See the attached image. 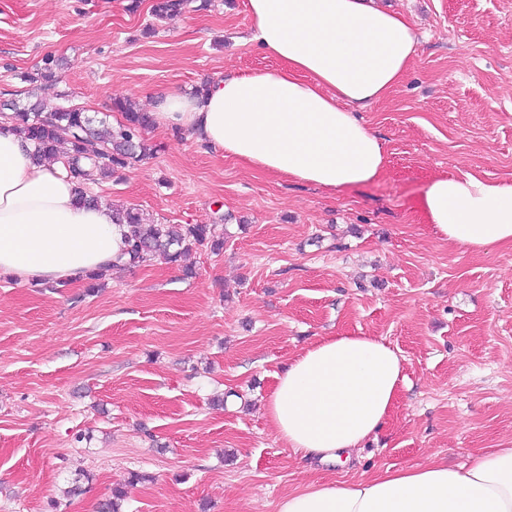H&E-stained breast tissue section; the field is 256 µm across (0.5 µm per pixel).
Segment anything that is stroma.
<instances>
[{
  "instance_id": "obj_1",
  "label": "stroma",
  "mask_w": 512,
  "mask_h": 512,
  "mask_svg": "<svg viewBox=\"0 0 512 512\" xmlns=\"http://www.w3.org/2000/svg\"><path fill=\"white\" fill-rule=\"evenodd\" d=\"M420 36L402 82L360 111L387 164L331 191L150 128L148 159L90 185L102 203L164 224H209L224 248L82 282L0 276V512H277L315 480L454 465L512 438V247L473 251L427 224L443 174L512 181V0H388ZM0 0V104L35 93L113 124L116 98L148 108L228 74L278 69L248 42V0L159 21L142 0ZM70 66L29 82L47 55ZM374 336L406 381L385 426L346 466L293 456L265 403L320 336ZM223 405H213L214 397ZM81 495L65 497L72 484ZM145 478L138 473H131L127 480L116 483L112 487L111 494L102 500L98 506V512H122V502L126 498V487L133 486Z\"/></svg>"
}]
</instances>
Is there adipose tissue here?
Listing matches in <instances>:
<instances>
[{
    "mask_svg": "<svg viewBox=\"0 0 512 512\" xmlns=\"http://www.w3.org/2000/svg\"><path fill=\"white\" fill-rule=\"evenodd\" d=\"M251 42L279 69L222 76L197 96L169 91L150 104L159 127L258 171L326 189L372 182L385 167L379 138L354 111L386 98L416 52L411 22L378 0H248ZM0 117V275L73 281L111 267L123 232L105 206L77 204L55 161ZM420 208L460 246H512V182L433 179ZM404 382L400 356L372 336L320 337L277 377L268 419L293 454L322 463L362 448L388 421ZM278 512H512V439L450 466L433 459L352 482L309 483Z\"/></svg>",
    "mask_w": 512,
    "mask_h": 512,
    "instance_id": "ef3b65f1",
    "label": "adipose tissue"
}]
</instances>
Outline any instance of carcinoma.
<instances>
[{
  "label": "carcinoma",
  "instance_id": "obj_1",
  "mask_svg": "<svg viewBox=\"0 0 512 512\" xmlns=\"http://www.w3.org/2000/svg\"><path fill=\"white\" fill-rule=\"evenodd\" d=\"M208 3L209 0H153L150 10L156 19L169 20L185 12L205 10ZM67 66L66 59L48 55L30 81H54L57 71ZM112 108L124 114V121L116 127L101 129L79 107L47 111L38 99L7 104L13 129L34 145L33 158L60 161L75 184L76 200L88 206H97L100 200L88 193L86 185L110 178L151 154L144 137L151 124L150 115L129 99H114ZM112 218L127 228L124 256L133 263L159 258L167 265L179 266L194 249L218 251L224 245L214 239L208 224H145L139 209L134 207L114 210ZM141 480L143 476L132 473L127 480L116 483L111 494L99 503L98 512H122L126 487Z\"/></svg>",
  "mask_w": 512,
  "mask_h": 512
}]
</instances>
